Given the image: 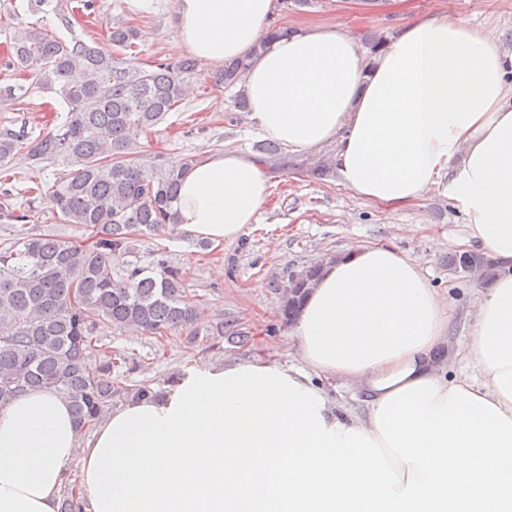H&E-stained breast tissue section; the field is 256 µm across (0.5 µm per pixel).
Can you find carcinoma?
Returning a JSON list of instances; mask_svg holds the SVG:
<instances>
[{
    "instance_id": "carcinoma-1",
    "label": "carcinoma",
    "mask_w": 512,
    "mask_h": 512,
    "mask_svg": "<svg viewBox=\"0 0 512 512\" xmlns=\"http://www.w3.org/2000/svg\"><path fill=\"white\" fill-rule=\"evenodd\" d=\"M124 50L140 37L121 20L109 31ZM17 65L35 67L40 84L56 89L70 110L62 130L33 140L0 133V166L25 149L26 159L75 167L46 194L54 218L84 229L89 243L55 237H14L0 247V402L28 389L66 399L80 431L94 428L126 392L119 369L134 358L95 336L103 327L162 339L184 332L194 343L200 320L185 272L158 253L131 261L136 238L173 230L181 177L193 161L166 167L134 160V150L166 116L180 109L187 79L199 62L146 70L117 55L106 57L80 39L66 44L26 25L12 41ZM251 55L227 60L213 75L226 88L243 84ZM319 266L291 278L282 311L296 316ZM83 490L71 475L61 512H83Z\"/></svg>"
}]
</instances>
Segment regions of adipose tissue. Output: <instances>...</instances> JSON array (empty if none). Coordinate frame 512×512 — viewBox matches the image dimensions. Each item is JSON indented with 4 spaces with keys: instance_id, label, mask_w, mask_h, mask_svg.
I'll return each instance as SVG.
<instances>
[{
    "instance_id": "obj_1",
    "label": "adipose tissue",
    "mask_w": 512,
    "mask_h": 512,
    "mask_svg": "<svg viewBox=\"0 0 512 512\" xmlns=\"http://www.w3.org/2000/svg\"><path fill=\"white\" fill-rule=\"evenodd\" d=\"M276 0H176V47L244 55ZM491 31L413 20L375 54L314 25L257 54L247 119L291 152L334 145L341 184L398 208L442 189L463 247L494 262L467 342L410 259L367 246L324 262L291 326L297 364L266 356L188 368L110 410L87 436L41 390L0 406V512H59L79 471L85 512H512V81ZM262 161L234 149L185 172L176 231L215 243L257 223ZM354 389L338 407L324 389Z\"/></svg>"
}]
</instances>
